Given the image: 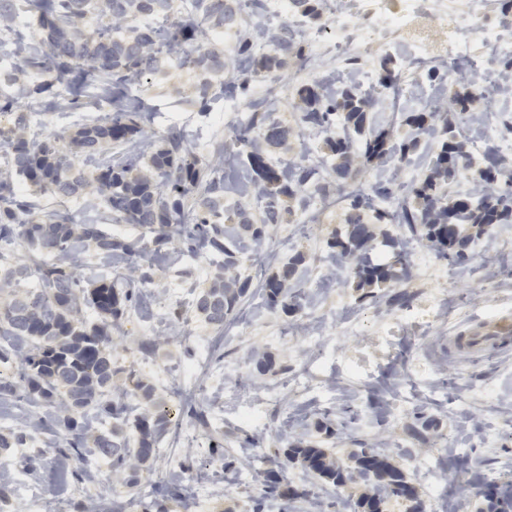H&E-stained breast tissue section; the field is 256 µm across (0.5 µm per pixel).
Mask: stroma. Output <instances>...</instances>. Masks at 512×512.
<instances>
[{
	"instance_id": "35a3bbf8",
	"label": "stroma",
	"mask_w": 512,
	"mask_h": 512,
	"mask_svg": "<svg viewBox=\"0 0 512 512\" xmlns=\"http://www.w3.org/2000/svg\"><path fill=\"white\" fill-rule=\"evenodd\" d=\"M196 77L191 69L174 66L163 82L150 78L134 84L131 92L147 108L144 152L170 128L183 130L202 164L215 161L210 146L223 141L227 183L245 180L246 171L234 154L233 130L246 113L239 99L223 110L224 121L198 114L190 101ZM28 115L26 135L31 139L54 134L69 138L89 121H102L112 106L92 95L83 110L61 108L43 113L37 97L21 103ZM271 159L283 165L309 161L319 168L335 164L321 149V140L307 134L272 149ZM35 210L56 208L74 218L92 214L108 234L145 238L133 224L112 223L105 201L96 193L61 204L50 194L24 186ZM293 222L302 234L293 236L284 224L274 227L263 248L269 261L261 273L252 263L239 270L248 292L223 330H215L195 309L197 297L210 288L224 257L209 252L197 256L164 247L152 271L148 295L162 298L148 318L123 316L112 336L113 378L117 396L129 415H137L142 400L129 394L128 376L154 390L153 399L180 425L177 439H163L154 458L130 487L102 462L92 481L51 471L47 459L57 457L59 440L28 419V404L0 399V435L16 440L4 462L10 470L9 498L0 512H31L33 494L61 504L63 512H81L84 505L110 486L112 499L139 512L156 496L158 475L201 483L199 495L185 493L191 512H351L357 489L345 491L321 484L300 467H289L294 484L310 486L311 501L284 508L281 501L262 498L251 480L261 459L280 458L286 439L317 437L316 421L329 422L334 437L325 441L338 457L354 449L380 448L420 487L425 512H476L481 472L493 471L497 480L512 482V350L491 356H471L449 349L448 338L469 321L494 320L512 314V224H501L481 235L491 257L486 264L452 263L430 257L412 262L404 286L413 299L393 304L392 289L358 288L342 283L321 287L326 266L335 259L328 247L332 234L345 224L343 206L313 197ZM303 255L305 301L302 311L287 316L271 310L261 291L263 280L294 255ZM442 311L440 319L422 327L429 308ZM156 342L154 353L142 357L143 340ZM271 355L272 368L252 369V353ZM378 394L386 411L378 416L367 406ZM204 409L198 422L183 411L184 400ZM264 400L266 427L251 426L249 405Z\"/></svg>"
}]
</instances>
